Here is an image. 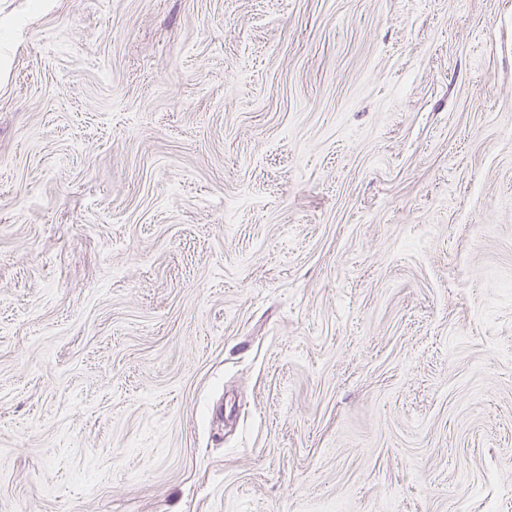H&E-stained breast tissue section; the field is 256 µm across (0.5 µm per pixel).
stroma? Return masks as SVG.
Listing matches in <instances>:
<instances>
[{
    "label": "stroma",
    "mask_w": 512,
    "mask_h": 512,
    "mask_svg": "<svg viewBox=\"0 0 512 512\" xmlns=\"http://www.w3.org/2000/svg\"><path fill=\"white\" fill-rule=\"evenodd\" d=\"M0 0V512H512V0Z\"/></svg>",
    "instance_id": "stroma-1"
}]
</instances>
